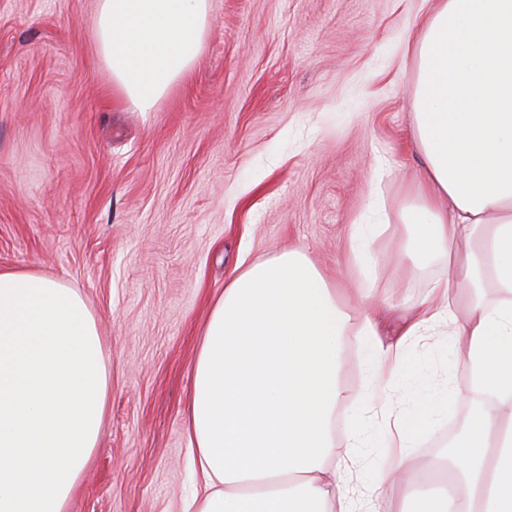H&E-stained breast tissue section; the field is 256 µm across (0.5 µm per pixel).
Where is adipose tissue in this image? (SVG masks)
Listing matches in <instances>:
<instances>
[{"label": "adipose tissue", "mask_w": 512, "mask_h": 512, "mask_svg": "<svg viewBox=\"0 0 512 512\" xmlns=\"http://www.w3.org/2000/svg\"><path fill=\"white\" fill-rule=\"evenodd\" d=\"M212 23L209 0H96V59L113 89L153 111L192 68ZM413 141L424 158L400 208L355 226L352 252L387 225L407 228L412 272L455 254L404 315L400 342L372 366L387 422L373 484L353 478L365 441L332 429L348 396L339 338L381 343L378 318L349 314L299 251L256 261L213 303L193 365L186 429L197 486L178 512H512V0H433L409 45ZM492 285L493 304L472 300ZM469 303L458 319L456 300ZM451 336L469 370L455 397L475 403L455 447L457 492L420 498L415 424L389 393L403 343ZM111 391L103 339L83 296L36 269L0 268V512H66L98 445Z\"/></svg>", "instance_id": "1"}]
</instances>
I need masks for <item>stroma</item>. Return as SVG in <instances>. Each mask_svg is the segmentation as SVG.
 <instances>
[{"label": "stroma", "instance_id": "obj_1", "mask_svg": "<svg viewBox=\"0 0 512 512\" xmlns=\"http://www.w3.org/2000/svg\"><path fill=\"white\" fill-rule=\"evenodd\" d=\"M424 0H211L192 69L153 111L109 93L95 58L94 0H0V268H36L87 300L112 373L98 447L68 512H172L193 489L185 436L198 340L242 257L305 252L341 290L374 281L389 301L424 297L441 260L396 272L344 252L371 224L379 168L397 208L422 160L412 139L414 62L406 50ZM393 385L415 417L420 492L444 433L467 423L452 399L467 378L453 344L411 343ZM372 352L344 337L336 439L358 422L361 483L383 436L369 410Z\"/></svg>", "mask_w": 512, "mask_h": 512}]
</instances>
